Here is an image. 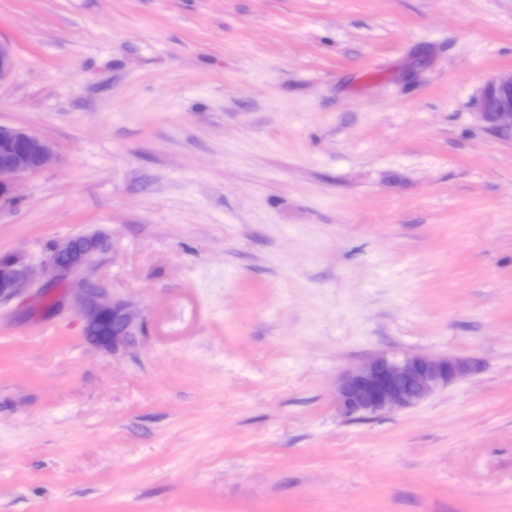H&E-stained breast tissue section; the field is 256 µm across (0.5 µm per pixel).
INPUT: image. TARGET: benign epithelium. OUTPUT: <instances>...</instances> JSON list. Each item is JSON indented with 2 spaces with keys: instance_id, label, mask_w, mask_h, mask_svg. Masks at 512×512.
Instances as JSON below:
<instances>
[{
  "instance_id": "benign-epithelium-1",
  "label": "benign epithelium",
  "mask_w": 512,
  "mask_h": 512,
  "mask_svg": "<svg viewBox=\"0 0 512 512\" xmlns=\"http://www.w3.org/2000/svg\"><path fill=\"white\" fill-rule=\"evenodd\" d=\"M480 119L498 133H512V70L485 85L478 101ZM53 144L23 128L0 125V204L12 200L17 181L52 167ZM113 244L103 232L58 240L42 265L52 282L67 289L80 308L85 332L93 344L117 354L132 347L143 333L145 317L137 303L108 295L96 271L109 260ZM33 281L26 258L14 255L0 265V300H9ZM471 361L410 356L394 360L377 355L345 373L336 387V408L345 417L363 419L415 405L440 387L474 371Z\"/></svg>"
}]
</instances>
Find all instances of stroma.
<instances>
[{
    "label": "stroma",
    "mask_w": 512,
    "mask_h": 512,
    "mask_svg": "<svg viewBox=\"0 0 512 512\" xmlns=\"http://www.w3.org/2000/svg\"><path fill=\"white\" fill-rule=\"evenodd\" d=\"M0 42L57 153L0 256L107 231L146 315L115 355L49 278L0 303V512H512V0H0ZM382 353L477 370L344 418ZM480 119L498 133H512V70L502 72L485 85L478 101Z\"/></svg>",
    "instance_id": "stroma-1"
}]
</instances>
